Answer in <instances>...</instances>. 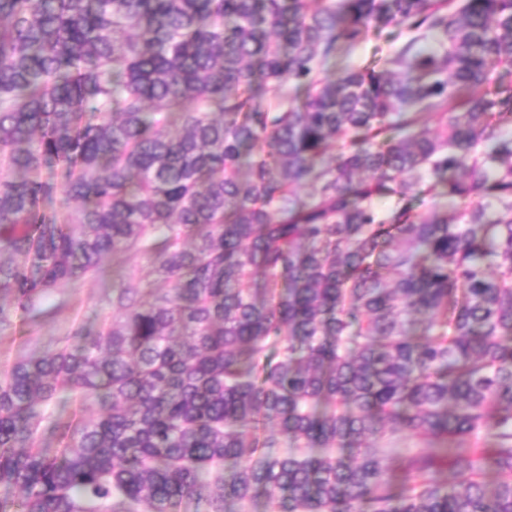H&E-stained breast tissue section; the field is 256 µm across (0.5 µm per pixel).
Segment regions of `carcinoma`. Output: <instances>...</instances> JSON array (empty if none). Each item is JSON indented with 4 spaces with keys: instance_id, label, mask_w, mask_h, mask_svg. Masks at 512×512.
<instances>
[{
    "instance_id": "cac0c4a2",
    "label": "carcinoma",
    "mask_w": 512,
    "mask_h": 512,
    "mask_svg": "<svg viewBox=\"0 0 512 512\" xmlns=\"http://www.w3.org/2000/svg\"><path fill=\"white\" fill-rule=\"evenodd\" d=\"M308 2L0 0V328L164 284L0 375V512H512V0ZM375 42H370L366 45H361L352 49L350 53L342 59L336 60V65L331 67L333 78H339L344 74L347 66L352 67L361 64L366 58L371 55L372 46Z\"/></svg>"
}]
</instances>
